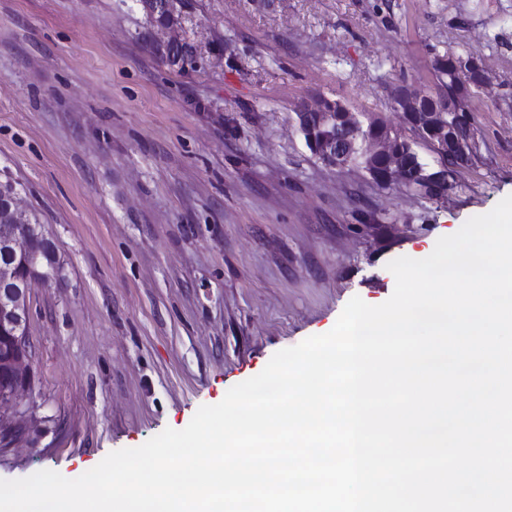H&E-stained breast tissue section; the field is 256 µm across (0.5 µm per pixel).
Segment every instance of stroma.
Instances as JSON below:
<instances>
[{"instance_id":"stroma-1","label":"stroma","mask_w":512,"mask_h":512,"mask_svg":"<svg viewBox=\"0 0 512 512\" xmlns=\"http://www.w3.org/2000/svg\"><path fill=\"white\" fill-rule=\"evenodd\" d=\"M197 53L167 66L132 0H0V180L23 187L65 279L29 294L40 420L0 479H75L335 325L386 268L512 195V0H176ZM479 55L472 166L435 200L328 168L304 102L401 119L430 49ZM300 133L310 153L314 157L319 158L327 145L330 130L325 127H321L316 123L310 124L307 122L302 125Z\"/></svg>"}]
</instances>
